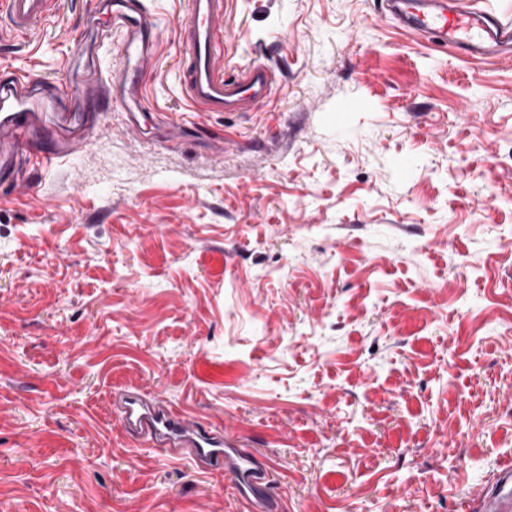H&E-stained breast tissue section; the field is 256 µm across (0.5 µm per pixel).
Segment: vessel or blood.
Here are the masks:
<instances>
[{
    "label": "vessel or blood",
    "mask_w": 512,
    "mask_h": 512,
    "mask_svg": "<svg viewBox=\"0 0 512 512\" xmlns=\"http://www.w3.org/2000/svg\"><path fill=\"white\" fill-rule=\"evenodd\" d=\"M57 0H0L12 32L19 36L51 17ZM383 14L397 27L449 46L471 58L512 56V18L469 7L464 0H382ZM229 0H186L178 37L182 46L185 100L199 112H252L265 105L278 84L262 63L242 68L220 65ZM120 30L122 68L108 77L91 69L73 83L53 86L13 68L0 70V176L17 177L21 160L51 165L84 150L108 112L142 111L139 74L154 59L159 30L143 0H116L98 30V42L112 43ZM115 414L141 446L175 459H192L208 473L231 480L251 512H285L269 496L271 470L246 448L225 441L222 432L158 395L125 392ZM479 512H512V458L499 465L492 484L476 495Z\"/></svg>",
    "instance_id": "obj_1"
}]
</instances>
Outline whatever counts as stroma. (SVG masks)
I'll list each match as a JSON object with an SVG mask.
<instances>
[{
	"label": "stroma",
	"instance_id": "1",
	"mask_svg": "<svg viewBox=\"0 0 512 512\" xmlns=\"http://www.w3.org/2000/svg\"><path fill=\"white\" fill-rule=\"evenodd\" d=\"M98 0H58L0 66L82 72ZM140 130L0 186V512H244L139 446L147 391L271 466L288 512H465L512 457V59L473 64L381 0H231L224 60L280 76L195 112L184 0Z\"/></svg>",
	"mask_w": 512,
	"mask_h": 512
}]
</instances>
